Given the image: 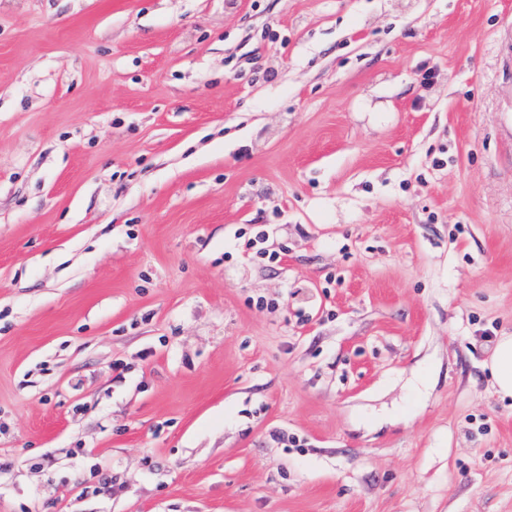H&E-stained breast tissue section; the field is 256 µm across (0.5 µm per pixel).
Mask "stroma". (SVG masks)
<instances>
[{
    "mask_svg": "<svg viewBox=\"0 0 512 512\" xmlns=\"http://www.w3.org/2000/svg\"><path fill=\"white\" fill-rule=\"evenodd\" d=\"M510 27L0 0V512H512ZM495 391L501 397H512V336H500L490 363Z\"/></svg>",
    "mask_w": 512,
    "mask_h": 512,
    "instance_id": "35a3bbf8",
    "label": "stroma"
}]
</instances>
